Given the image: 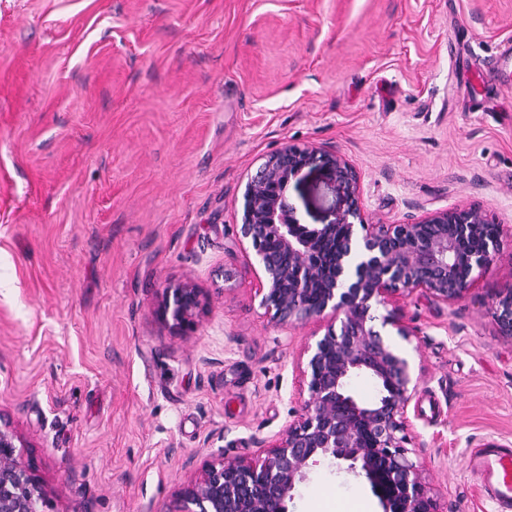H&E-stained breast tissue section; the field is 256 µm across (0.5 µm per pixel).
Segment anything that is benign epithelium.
Masks as SVG:
<instances>
[{"instance_id": "1", "label": "benign epithelium", "mask_w": 512, "mask_h": 512, "mask_svg": "<svg viewBox=\"0 0 512 512\" xmlns=\"http://www.w3.org/2000/svg\"><path fill=\"white\" fill-rule=\"evenodd\" d=\"M319 167L346 197L328 224L295 217L287 191L307 167ZM492 223L479 206L427 212L410 224L367 223L358 175L342 155L313 145L286 144L251 176L243 195L241 241L249 243L261 304L281 324L325 320L323 336L308 343L302 369L308 398L295 419L255 456L205 461L182 488L178 512H287L296 484L321 459L347 463L363 476L382 512H436L421 468L407 456L416 391L413 365L395 338L411 331L398 303L416 291L443 302L461 299L474 273L487 270L500 232L479 250L466 243ZM347 229L348 249L336 252V228ZM386 309L376 328V307ZM207 310L203 289L190 278L163 288L157 313L171 330H194ZM493 317L512 337V291L498 298ZM366 375L377 385L371 402L350 391ZM24 434L0 415V512H44L50 489L22 462Z\"/></svg>"}]
</instances>
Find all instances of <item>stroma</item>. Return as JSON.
Listing matches in <instances>:
<instances>
[{"instance_id": "obj_1", "label": "stroma", "mask_w": 512, "mask_h": 512, "mask_svg": "<svg viewBox=\"0 0 512 512\" xmlns=\"http://www.w3.org/2000/svg\"><path fill=\"white\" fill-rule=\"evenodd\" d=\"M512 44V0H0V413L47 512H176L215 455L295 418L323 323L273 321L239 243L245 185L283 145L359 176L371 224L480 205L503 229L462 299L402 303L417 390L408 457L438 512H495L467 455L512 443V95L476 82ZM471 94H463V87ZM304 224L345 206L321 170ZM189 278L196 331L157 315ZM288 512H382L321 463ZM493 317L504 336L512 337V290L498 298L493 308Z\"/></svg>"}]
</instances>
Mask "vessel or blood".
Returning a JSON list of instances; mask_svg holds the SVG:
<instances>
[{"label": "vessel or blood", "instance_id": "b4317fda", "mask_svg": "<svg viewBox=\"0 0 512 512\" xmlns=\"http://www.w3.org/2000/svg\"><path fill=\"white\" fill-rule=\"evenodd\" d=\"M486 78L501 91L511 92L512 53H503ZM466 466L479 476L485 497L495 504L498 512H512V447L486 443L470 453Z\"/></svg>", "mask_w": 512, "mask_h": 512}]
</instances>
